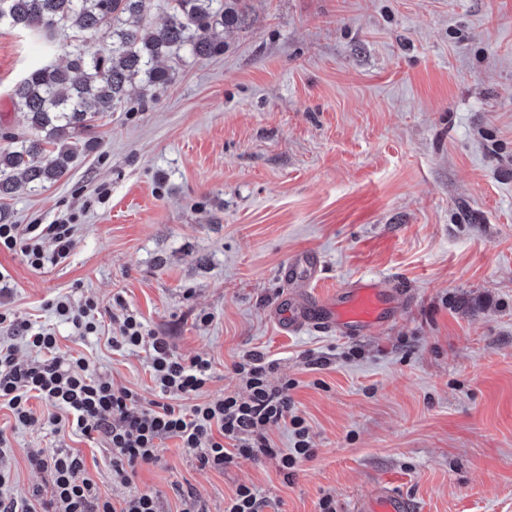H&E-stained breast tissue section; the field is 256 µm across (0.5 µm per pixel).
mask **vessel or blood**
<instances>
[{
  "label": "vessel or blood",
  "mask_w": 512,
  "mask_h": 512,
  "mask_svg": "<svg viewBox=\"0 0 512 512\" xmlns=\"http://www.w3.org/2000/svg\"><path fill=\"white\" fill-rule=\"evenodd\" d=\"M318 262L310 256L288 265L284 272L286 284H294L315 274ZM407 301L394 280L383 275L362 276L337 288L325 299L298 304L293 295H286L278 313L282 330L299 333L307 328L321 329L339 336L358 337L375 333L391 321ZM349 512H419L415 502L394 485L381 484L368 495L353 502Z\"/></svg>",
  "instance_id": "b4317fda"
}]
</instances>
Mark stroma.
Instances as JSON below:
<instances>
[{
  "label": "stroma",
  "instance_id": "obj_1",
  "mask_svg": "<svg viewBox=\"0 0 512 512\" xmlns=\"http://www.w3.org/2000/svg\"><path fill=\"white\" fill-rule=\"evenodd\" d=\"M215 35L223 53L172 63L168 86L136 84L133 109L103 116L67 180L0 202L16 224L75 218L65 262L0 251V311L148 401L147 353L110 343L125 311L211 359L207 399L246 395L233 366L262 353L315 454L287 475L269 457L222 472L170 438L123 486L104 439L54 430L35 399L27 427L0 407L12 492L48 488L27 455L62 449L102 494L152 491L164 512L183 489L224 512L242 484L267 512L327 496L347 512L387 481L421 512H512V0H246ZM63 53L0 28V147L26 130L14 84ZM303 253L309 296L386 274L413 299L370 336L283 332L282 271ZM58 297L97 300V333L59 321Z\"/></svg>",
  "mask_w": 512,
  "mask_h": 512
}]
</instances>
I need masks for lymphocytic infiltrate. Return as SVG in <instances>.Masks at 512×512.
I'll return each mask as SVG.
<instances>
[{
    "instance_id": "1",
    "label": "lymphocytic infiltrate",
    "mask_w": 512,
    "mask_h": 512,
    "mask_svg": "<svg viewBox=\"0 0 512 512\" xmlns=\"http://www.w3.org/2000/svg\"><path fill=\"white\" fill-rule=\"evenodd\" d=\"M72 237L69 217L40 229L31 224H0V249L20 251L36 270L66 259ZM48 242L53 245L49 252L44 249ZM25 341L37 352V360L21 361L13 347L0 346V402L11 410L16 425L28 426L36 421L28 401L40 398L53 409L48 421L55 429L106 439L112 452V478L121 484L133 483L138 468L156 464L160 442L171 437L180 439L184 452L195 457L200 467L220 471L235 466L241 457L274 455L285 472L314 454L304 418L288 415V384L270 383L272 366L261 355H247L235 366L246 395L202 402L198 396L211 377V360L177 354L166 337L147 331L137 314L127 312L112 338V348L148 349L157 397L146 402L137 392L91 373L84 357L60 355L56 336L46 329L26 326ZM191 396L196 404H188ZM287 422L293 428L294 444L290 452L278 455L267 433ZM29 461L50 471L48 491H34L29 499L15 496L8 475L0 470V512H160L159 498L151 492L118 503L103 496L78 454L47 456L34 451Z\"/></svg>"
}]
</instances>
